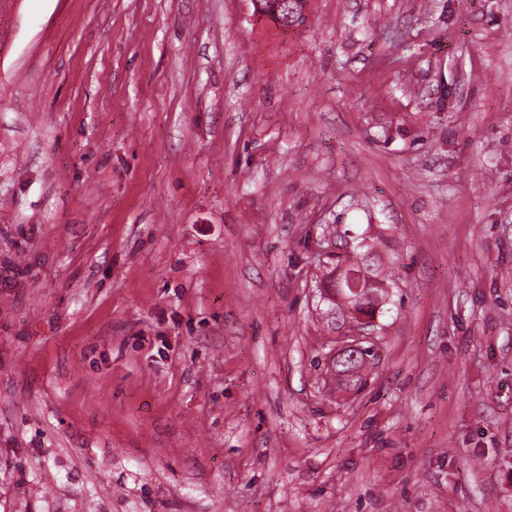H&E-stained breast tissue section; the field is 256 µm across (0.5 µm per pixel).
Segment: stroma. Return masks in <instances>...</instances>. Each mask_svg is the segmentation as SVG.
I'll use <instances>...</instances> for the list:
<instances>
[{
    "label": "stroma",
    "mask_w": 512,
    "mask_h": 512,
    "mask_svg": "<svg viewBox=\"0 0 512 512\" xmlns=\"http://www.w3.org/2000/svg\"><path fill=\"white\" fill-rule=\"evenodd\" d=\"M309 12L0 0V512H512V0ZM364 282V268H360L359 270L354 268L345 274V276L341 277L340 273L336 276V284H338L337 288H342V296L339 298L342 301L344 311L354 319L355 334L352 335L354 339L351 343L343 345L336 350L333 359H338L339 356L341 358H348L350 353L354 358L356 357L357 351L365 350L371 351L374 355L376 354L373 346H364L362 344V342L368 338L367 336L371 335V333L366 332L367 328L371 324L369 317L360 312H356V310L349 304L350 301H354L356 299L361 300Z\"/></svg>",
    "instance_id": "obj_1"
}]
</instances>
